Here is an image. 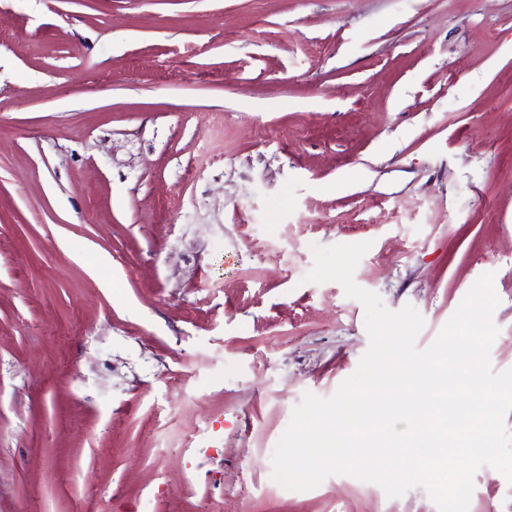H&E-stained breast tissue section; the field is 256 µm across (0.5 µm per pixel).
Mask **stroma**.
Segmentation results:
<instances>
[{"label":"stroma","instance_id":"35a3bbf8","mask_svg":"<svg viewBox=\"0 0 512 512\" xmlns=\"http://www.w3.org/2000/svg\"><path fill=\"white\" fill-rule=\"evenodd\" d=\"M494 275L512 368V0H0V512H438L272 478L304 393ZM469 512H512L485 466Z\"/></svg>","mask_w":512,"mask_h":512}]
</instances>
